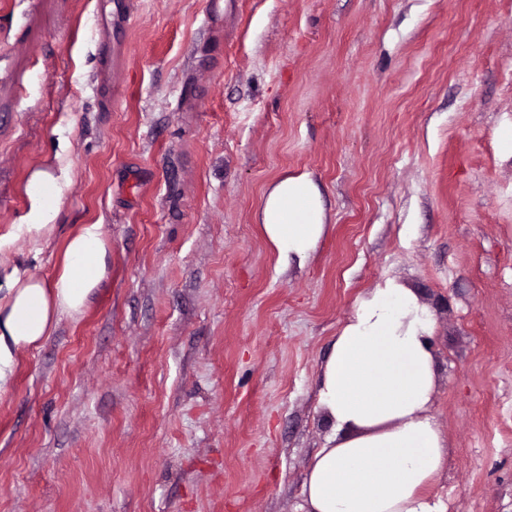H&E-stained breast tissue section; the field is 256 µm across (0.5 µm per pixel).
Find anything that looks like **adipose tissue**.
I'll return each instance as SVG.
<instances>
[{
	"instance_id": "ef3b65f1",
	"label": "adipose tissue",
	"mask_w": 512,
	"mask_h": 512,
	"mask_svg": "<svg viewBox=\"0 0 512 512\" xmlns=\"http://www.w3.org/2000/svg\"><path fill=\"white\" fill-rule=\"evenodd\" d=\"M262 232L277 258L305 260L326 232L319 188L309 174L268 190ZM102 225L71 236L53 280L12 268L0 287V397L22 358L63 316L89 305L107 276ZM435 316L418 293L384 279L359 296L317 381L329 433L312 456L301 512H448L429 486L448 462V441L432 413L437 386Z\"/></svg>"
}]
</instances>
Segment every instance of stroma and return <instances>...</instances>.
<instances>
[{
	"mask_svg": "<svg viewBox=\"0 0 512 512\" xmlns=\"http://www.w3.org/2000/svg\"><path fill=\"white\" fill-rule=\"evenodd\" d=\"M113 2L0 0V253L52 279L85 224L111 252L0 398V512H299L315 382L387 277L436 315L432 492L512 512V0ZM303 172L327 231L282 266L259 214ZM27 192L33 201L39 203V207L31 214V224H23L29 233L37 235L50 234L54 224L50 221V209L57 195L56 185L47 177H36L27 186Z\"/></svg>",
	"mask_w": 512,
	"mask_h": 512,
	"instance_id": "stroma-1",
	"label": "stroma"
}]
</instances>
